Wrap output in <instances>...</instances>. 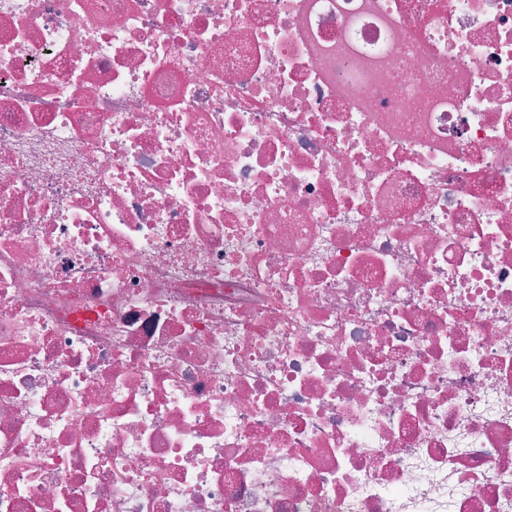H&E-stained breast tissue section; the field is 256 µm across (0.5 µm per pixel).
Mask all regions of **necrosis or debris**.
I'll return each mask as SVG.
<instances>
[{"label":"necrosis or debris","mask_w":512,"mask_h":512,"mask_svg":"<svg viewBox=\"0 0 512 512\" xmlns=\"http://www.w3.org/2000/svg\"><path fill=\"white\" fill-rule=\"evenodd\" d=\"M0 512H512V0H0Z\"/></svg>","instance_id":"necrosis-or-debris-1"}]
</instances>
